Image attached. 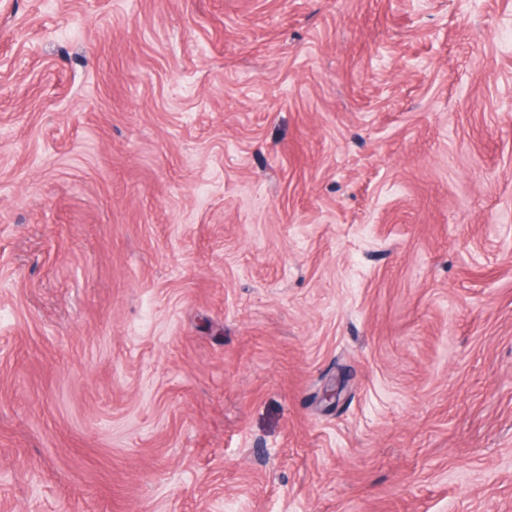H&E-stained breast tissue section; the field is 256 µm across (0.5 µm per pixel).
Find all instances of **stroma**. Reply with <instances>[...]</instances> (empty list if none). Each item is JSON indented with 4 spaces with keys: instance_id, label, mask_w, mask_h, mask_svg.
Here are the masks:
<instances>
[{
    "instance_id": "35a3bbf8",
    "label": "stroma",
    "mask_w": 512,
    "mask_h": 512,
    "mask_svg": "<svg viewBox=\"0 0 512 512\" xmlns=\"http://www.w3.org/2000/svg\"><path fill=\"white\" fill-rule=\"evenodd\" d=\"M0 512H512V0H0Z\"/></svg>"
}]
</instances>
